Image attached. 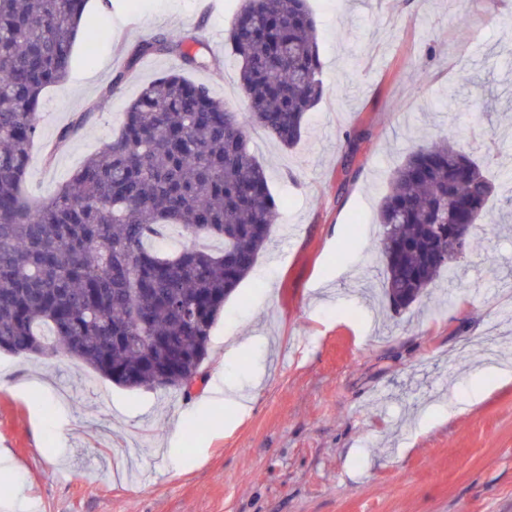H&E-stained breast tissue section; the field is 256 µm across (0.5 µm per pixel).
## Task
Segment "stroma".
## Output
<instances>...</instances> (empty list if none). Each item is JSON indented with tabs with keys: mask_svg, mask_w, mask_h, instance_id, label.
I'll return each mask as SVG.
<instances>
[{
	"mask_svg": "<svg viewBox=\"0 0 512 512\" xmlns=\"http://www.w3.org/2000/svg\"><path fill=\"white\" fill-rule=\"evenodd\" d=\"M105 5L88 4L99 36L77 42L65 83L43 96L30 198L52 194L142 85L178 68L133 58L156 34L215 37V67L188 77L247 109L226 44L239 0ZM309 7L327 94L292 148L249 131L279 216L211 330L202 380L174 403L65 355L1 351L0 512H512V231L476 225L457 282L397 313L378 290L376 221L410 148L448 133L476 158L494 149L496 211L512 212V0ZM234 341L245 347L227 355ZM217 385L249 391L247 410L212 403ZM202 415L210 427L189 431Z\"/></svg>",
	"mask_w": 512,
	"mask_h": 512,
	"instance_id": "stroma-1",
	"label": "stroma"
}]
</instances>
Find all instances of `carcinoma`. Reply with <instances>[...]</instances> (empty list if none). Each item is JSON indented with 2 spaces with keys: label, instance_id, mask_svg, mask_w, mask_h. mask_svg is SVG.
I'll return each instance as SVG.
<instances>
[{
  "label": "carcinoma",
  "instance_id": "cac0c4a2",
  "mask_svg": "<svg viewBox=\"0 0 512 512\" xmlns=\"http://www.w3.org/2000/svg\"><path fill=\"white\" fill-rule=\"evenodd\" d=\"M86 3L0 0V351L64 354L130 391L187 390L278 210L248 128L290 148L326 94L316 22L307 0H243L228 40L247 112L183 75L213 66L198 36L141 41L134 57L176 55L180 70L145 85L101 150L33 202L22 185L41 98L69 73ZM494 191L456 136L410 149L377 212L394 309L455 278ZM172 226L223 248L153 245Z\"/></svg>",
  "mask_w": 512,
  "mask_h": 512
}]
</instances>
